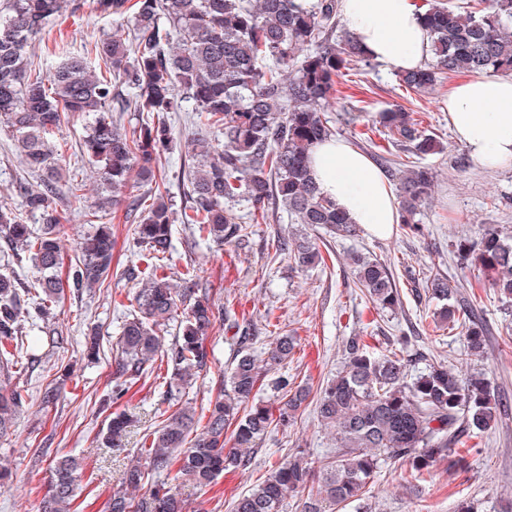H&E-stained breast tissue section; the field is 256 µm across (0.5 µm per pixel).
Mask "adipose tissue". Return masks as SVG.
I'll use <instances>...</instances> for the list:
<instances>
[{
  "mask_svg": "<svg viewBox=\"0 0 512 512\" xmlns=\"http://www.w3.org/2000/svg\"><path fill=\"white\" fill-rule=\"evenodd\" d=\"M420 0H341L340 19L372 61L395 70L419 68L431 37L420 22ZM448 125L480 167L512 164V77L466 76L448 93ZM314 181L352 223L389 235L399 221L385 172L348 143L330 138L311 154Z\"/></svg>",
  "mask_w": 512,
  "mask_h": 512,
  "instance_id": "adipose-tissue-1",
  "label": "adipose tissue"
}]
</instances>
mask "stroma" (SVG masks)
<instances>
[{
    "label": "stroma",
    "mask_w": 512,
    "mask_h": 512,
    "mask_svg": "<svg viewBox=\"0 0 512 512\" xmlns=\"http://www.w3.org/2000/svg\"><path fill=\"white\" fill-rule=\"evenodd\" d=\"M74 3V9L51 20L44 42L33 46L44 70L58 63L59 52L82 55L91 42L130 36L131 22L101 13L97 0ZM456 81V76L444 75L433 90L415 94L399 86L393 70L374 63L345 72L335 86L336 105L329 114L335 137L373 158L392 185H399L407 166L413 164L432 172L431 196L415 217L422 235H406L397 226L385 238L365 231L356 238L335 237L292 223L282 210L255 224L249 222L251 206L243 200L235 212L248 221L245 245L219 248L177 224L164 262L175 284H182L190 267L195 280L210 287L212 299L230 301L237 317L255 330L252 349H260L274 330L296 336L294 357L282 370L291 385L319 391L341 366L345 342L352 336L364 337L380 350H400L413 375L436 362L485 374L499 397L501 416L487 433L465 437V470L446 460L420 477L398 463L382 465L362 496L372 512H455L463 500L473 512H507L512 507V300L502 298L488 283H475L457 256L459 242L479 240L488 225L512 235V166L479 169L454 139L445 101ZM394 105L415 113L421 131L439 141V151L417 155L410 147L389 142L379 130L370 138L362 137L373 113ZM192 108L187 102L182 112L173 114L171 124L180 146L159 164L178 208L186 204L180 187L183 165L198 150ZM84 127V118L74 116L62 122L54 137L71 178L83 183L78 195H65L62 204L63 258L68 262L74 261L77 243L90 229L97 199L95 175L81 158ZM25 176L11 137L0 131V203L10 206L22 223L36 227L39 218L27 211L18 188ZM106 221L114 242L109 277L102 287L66 294L52 319L64 343L43 341L29 347L15 369L13 384L24 402L11 433L0 437V464L12 473L10 488L0 490V512H38L48 490L52 459L61 455L79 458L83 467L84 490L74 502V512H108L123 468L135 459L138 448L149 444L160 412L176 403L204 415L210 401L224 390V371L238 346L218 326L205 339L206 367L174 401H167L166 387L155 375L133 380L114 409L131 412L140 422L123 438L122 452L101 446L99 434L107 425L101 403L118 370L120 328L133 311L135 282L129 271L140 263L134 224L126 220L124 210ZM304 233L322 239L332 254L327 265L302 271L277 253L278 239ZM354 252L390 267L400 291V308L377 309L356 288L349 266ZM435 278L447 280L463 300L471 302L475 320L487 329L484 357L468 355L461 327L435 328L433 314L440 303L428 293ZM93 331L98 334L99 352L91 358L86 345ZM333 446L315 405L304 406L290 426L276 427L267 435L246 469L226 471L203 488L182 487L186 512H231L233 501L262 481L275 462L301 448L317 468Z\"/></svg>",
    "instance_id": "obj_1"
}]
</instances>
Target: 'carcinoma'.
<instances>
[{"instance_id": "cac0c4a2", "label": "carcinoma", "mask_w": 512, "mask_h": 512, "mask_svg": "<svg viewBox=\"0 0 512 512\" xmlns=\"http://www.w3.org/2000/svg\"><path fill=\"white\" fill-rule=\"evenodd\" d=\"M70 5L71 0H6L0 15V130L12 137L26 172L39 179L23 189V198L42 221L34 229L0 204L5 249L16 257L29 254L32 269L27 280L9 267L0 271V437L14 427L22 404L10 368L23 347L8 349L18 340L22 322H41L50 341L61 339L49 318L65 291L94 288L112 269V227L98 224L82 238L66 274L60 272L64 224L56 200L63 168L56 131L71 115L91 118L82 153L101 189L98 211L107 216L133 176L156 180L161 155L175 144L165 114L179 111L181 102L190 99L196 126L224 131V143L184 166L189 205L180 212L160 192L150 203L135 197L128 204L140 213L135 239L144 246L152 270L133 296L135 314L123 323L117 342L119 375L108 395L121 398L123 377H139L164 361L172 366L167 382L172 397L189 384L193 370L207 365L209 330L222 324L240 341L241 349L224 372V393L209 403L206 423L200 424L191 407H179L162 420L150 446L142 449L147 469L138 463L125 468L109 503V512H183L174 483L204 487L229 467H247L257 443L273 424H288L310 391L300 386L285 391L287 401L273 417L259 391L271 371L293 358L297 338L278 333L255 354L245 347L250 333L232 319L229 304L215 303L207 291L172 284L161 271L172 226L178 220L218 247L239 242L243 227L232 203L244 197L255 218L264 219L281 205L296 224L324 227L340 237L359 235L361 227L319 192L309 155L315 144L333 135L326 113L335 104L336 79L351 65L369 63V57L352 34L334 37L338 0H317L308 10L297 0H257L254 6L246 0H98L102 13L127 15L133 23L130 41L100 39L90 48L109 75L70 55L48 79L32 75V43ZM422 23L431 35V61L396 72L406 89L431 90L442 74L512 75V0H478L475 10L463 13L445 0H433ZM123 84L135 90L134 98L122 97ZM115 107L142 114L141 123L125 127L113 118ZM373 124L412 144L416 153L437 147L399 106L377 112ZM431 191L429 169L409 168L401 180V209L415 215ZM277 251L301 269L326 263L320 245L308 236L282 239ZM458 257L464 268L512 297V236L490 227L479 241L459 244ZM350 261L356 283L375 305L393 310L401 304L386 263L358 253ZM431 295L442 302L441 321L465 327L467 353L484 355L486 329L470 319L469 304L457 299L456 289L435 278ZM182 306L180 335L167 347L161 328ZM406 378V362L398 353L376 350L359 336L350 338L343 364L316 399L321 427L336 442L321 476L312 479L308 456L298 450L238 496L232 512H281L287 499L300 494L304 512H340L359 500L380 465L393 461L430 473L464 432L484 433L497 419L498 400L482 373L462 375L432 364L412 381ZM135 422L132 414L112 413L102 445L120 451L123 435ZM148 470L160 478L144 492ZM79 485L76 460H56L41 512H69Z\"/></svg>"}]
</instances>
